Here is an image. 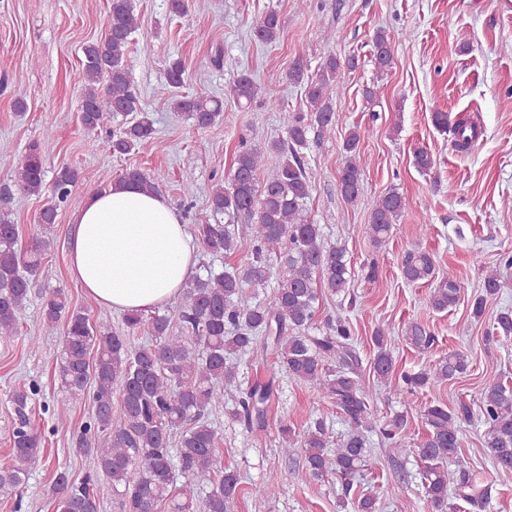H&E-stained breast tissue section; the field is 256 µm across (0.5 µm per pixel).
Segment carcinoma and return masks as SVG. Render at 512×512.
I'll use <instances>...</instances> for the list:
<instances>
[{"label": "carcinoma", "mask_w": 512, "mask_h": 512, "mask_svg": "<svg viewBox=\"0 0 512 512\" xmlns=\"http://www.w3.org/2000/svg\"><path fill=\"white\" fill-rule=\"evenodd\" d=\"M138 27L133 0H110L105 37L85 45L81 80L84 103L81 123L89 132H98L115 115L131 117L115 130L98 138L99 148L113 155L131 152L154 134L153 121L131 84L128 57L133 34ZM277 13L270 11L255 20L258 40L271 43L280 35ZM375 65L385 71L392 63V45L378 30L372 38ZM340 62L328 58L313 78L303 59L291 62L286 79L291 84L306 83L307 97L314 107L310 121L296 113H282L287 140L268 149L280 160L263 177L264 152L243 146L237 152L230 177L211 188L209 207L213 215L247 223L200 224L197 237L206 254L242 255L243 268L215 271L188 281L183 290L177 317L157 314L149 318L131 312L122 316L123 329L93 326L86 314L70 306L61 289L41 297V320L45 332L62 328V350L58 380L65 391L79 395L92 387L94 413L72 436L73 451L93 458L95 472L81 481L65 468L54 471L53 491L57 512H99L98 477L108 481L112 494L121 501L123 512H194L203 501L204 512H232L241 491L238 473L224 466L217 448L219 431L210 415L224 409V398L235 394L232 418L245 429L263 431L269 405L277 394L276 375L267 382L241 388L238 358L253 354L275 356L278 367L288 377L314 385L336 407V413L350 425L349 433L337 440L322 418L296 433L281 427V451L302 450L304 462L297 478L319 481L328 476L340 482L350 494L353 480L370 459L365 431L371 425L368 394L358 371L352 349V333L346 319L336 318L320 334H313V319L321 290L332 294L348 287L350 263L343 247L325 243L320 225L311 222L306 202L312 185L302 160L309 134L323 137L335 125L328 87L336 79ZM254 85L247 75L236 79L227 96L237 105L252 102ZM174 111L181 112L199 128L216 123L224 112V102L208 95L176 96ZM435 124L453 134L456 146L466 147L477 128L464 120L448 126V114L438 112ZM361 131L353 128L343 142L344 165L338 190L354 203L361 195L363 163L358 150ZM46 159L40 144L28 145L18 169L16 183L25 194H38L45 185ZM162 174L148 175L129 169L119 179L154 192ZM78 172L67 166L53 177V199L43 207L38 223L41 232L29 244L18 246L17 225L0 222V337L18 332L19 315L30 301L34 278L40 275L44 256L51 249L47 230L55 223L58 209L71 200ZM407 208L406 198L397 191L379 197L373 207L368 231L377 243L385 242L393 224ZM404 279L410 284L433 286L430 304L438 312L454 305L461 284L450 274L438 276L433 257L411 249L401 261ZM273 292L263 302L244 301L245 286ZM483 295L472 303V314L480 317L488 299L500 288L497 274L484 279ZM145 333L149 342L135 346L131 337ZM493 334L512 336V311L502 312L493 325ZM373 370L380 382L414 393L451 381L466 373L468 356L450 350L430 366L416 372H397L391 342L377 329L370 336ZM405 341L427 350L434 342L430 331L418 324L405 331ZM95 361H89L90 352ZM38 394L34 384L13 391V427L10 437L11 463L0 468V496L10 498L24 489L30 479L31 464L42 454L41 437L30 423L29 407ZM120 402L119 415L112 414L113 398ZM480 419L484 426L483 447L493 464V478L512 482V388L498 381L487 382L479 397ZM471 408L463 403L456 409L440 404L422 411L426 437L417 444L402 434L404 419L394 418L382 434L393 454L417 455L424 464L421 484L432 512H448V487L455 498L474 507H486L491 487L480 486L466 470L454 477L448 473V459L461 448V423L470 419ZM354 512H380L379 498L362 494L352 502Z\"/></svg>", "instance_id": "obj_1"}]
</instances>
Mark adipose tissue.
<instances>
[{"label":"adipose tissue","instance_id":"ef3b65f1","mask_svg":"<svg viewBox=\"0 0 512 512\" xmlns=\"http://www.w3.org/2000/svg\"><path fill=\"white\" fill-rule=\"evenodd\" d=\"M74 224L70 273L95 304L145 313L174 300L195 271L194 239L158 193L111 186L85 200Z\"/></svg>","mask_w":512,"mask_h":512}]
</instances>
